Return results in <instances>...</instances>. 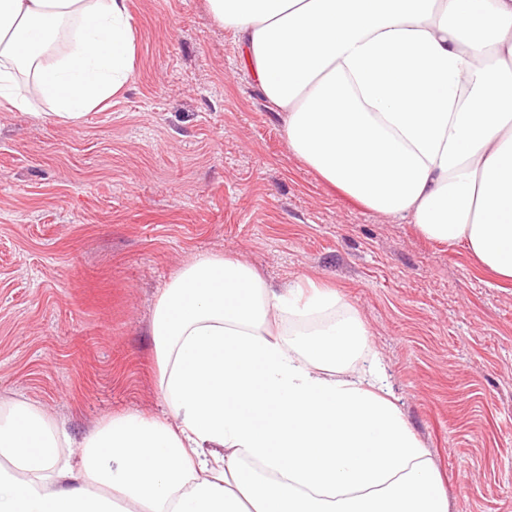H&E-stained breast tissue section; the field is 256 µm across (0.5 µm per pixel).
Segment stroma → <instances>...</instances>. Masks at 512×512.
I'll return each mask as SVG.
<instances>
[{
  "label": "stroma",
  "instance_id": "1",
  "mask_svg": "<svg viewBox=\"0 0 512 512\" xmlns=\"http://www.w3.org/2000/svg\"><path fill=\"white\" fill-rule=\"evenodd\" d=\"M124 90L78 124L0 109V402L74 441L161 412L150 324L172 277L224 253L283 285L335 287L447 488L512 512V282L327 186L207 0H129Z\"/></svg>",
  "mask_w": 512,
  "mask_h": 512
}]
</instances>
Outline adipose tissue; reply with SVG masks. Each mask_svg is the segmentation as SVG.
<instances>
[{"label": "adipose tissue", "instance_id": "ef3b65f1", "mask_svg": "<svg viewBox=\"0 0 512 512\" xmlns=\"http://www.w3.org/2000/svg\"><path fill=\"white\" fill-rule=\"evenodd\" d=\"M289 147L366 208L512 280V0H208ZM128 0H0V108L72 124L117 94ZM161 415L80 443L0 404V512H448L429 451L340 293L220 253L159 294Z\"/></svg>", "mask_w": 512, "mask_h": 512}]
</instances>
